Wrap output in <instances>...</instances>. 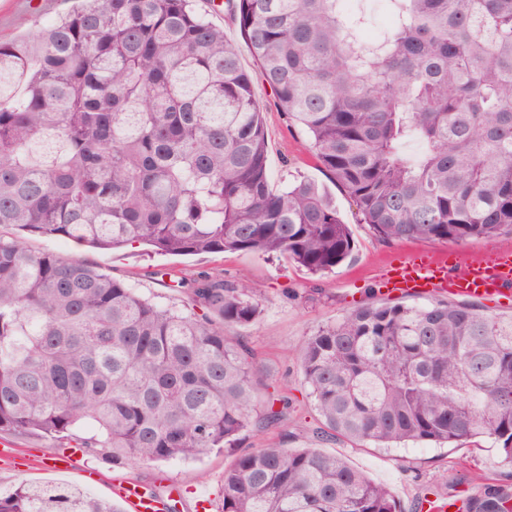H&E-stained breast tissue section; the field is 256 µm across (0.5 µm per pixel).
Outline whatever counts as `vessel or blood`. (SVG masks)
<instances>
[{"instance_id": "b4317fda", "label": "vessel or blood", "mask_w": 512, "mask_h": 512, "mask_svg": "<svg viewBox=\"0 0 512 512\" xmlns=\"http://www.w3.org/2000/svg\"><path fill=\"white\" fill-rule=\"evenodd\" d=\"M385 294H450L457 297L507 299L512 297V248L504 247L490 258L472 257L463 263L449 262L447 254L412 253L388 267L380 276ZM126 512H163L165 502L181 504L177 483L166 496L149 494L135 479L112 486Z\"/></svg>"}]
</instances>
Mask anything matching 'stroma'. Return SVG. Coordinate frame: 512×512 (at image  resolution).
Returning <instances> with one entry per match:
<instances>
[{
  "instance_id": "1",
  "label": "stroma",
  "mask_w": 512,
  "mask_h": 512,
  "mask_svg": "<svg viewBox=\"0 0 512 512\" xmlns=\"http://www.w3.org/2000/svg\"><path fill=\"white\" fill-rule=\"evenodd\" d=\"M67 6V0H0V39L13 40L26 29L56 18ZM254 91L265 109L267 164L272 185L280 188L297 179H310L329 187L341 218L352 230L354 250L335 273L313 278L284 258L252 253L162 256L131 248L103 251L37 234L28 238L30 249L76 255L98 270L131 283L139 295L179 309L186 305V294L164 287L154 275L156 269H171L189 280L204 274L218 275L231 284L246 281L261 288L259 317L247 326L225 325L224 332L240 337L253 349L269 384L264 398L284 397L289 404L277 427L264 431L250 428L241 442L242 449L275 443L285 448H317L344 457L373 481L389 487L402 512H417V501L429 492L459 499L480 496L486 476L512 485V463L499 444L486 440L449 447L409 444L378 448L342 437L330 441L316 437L319 417L299 358L304 341L320 326L341 319L355 306L384 301L379 271L407 252H432L436 246L422 241H387L360 223L352 200L332 185L313 156L305 131L285 122L273 105L268 86L255 83ZM10 442L14 453L29 457L31 470L17 472L10 462L0 459L1 494L27 482L71 486L110 502L114 499L110 479L128 476L154 486L165 474L205 494L212 504L211 512H221L224 469L233 461L231 455L217 452L197 461L133 465H115L86 456L80 469L57 472L51 467V458L57 452L52 439L14 436Z\"/></svg>"
}]
</instances>
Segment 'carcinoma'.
I'll list each match as a JSON object with an SVG mask.
<instances>
[{"label": "carcinoma", "mask_w": 512, "mask_h": 512, "mask_svg": "<svg viewBox=\"0 0 512 512\" xmlns=\"http://www.w3.org/2000/svg\"><path fill=\"white\" fill-rule=\"evenodd\" d=\"M0 42V226L113 250L283 256L333 272L354 238L329 193L270 188L269 86L288 124L390 241L512 235V0H225L257 65L192 0H77ZM58 149L38 158L46 137ZM417 142V155L405 146ZM191 310L75 257L0 237V433L114 463L238 452L265 383L224 325L261 289L174 280ZM300 361L326 438L380 448L490 439L512 459V319L473 303L370 304L318 328ZM267 402L259 425L279 423ZM469 512H512L485 483ZM0 512H122L19 484ZM222 512H402L389 488L316 448L238 452Z\"/></svg>", "instance_id": "1"}]
</instances>
